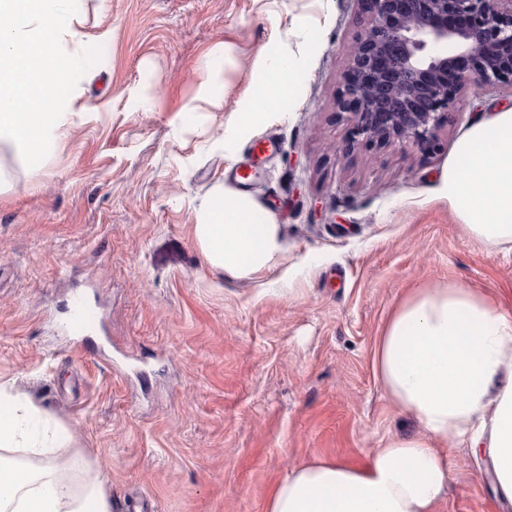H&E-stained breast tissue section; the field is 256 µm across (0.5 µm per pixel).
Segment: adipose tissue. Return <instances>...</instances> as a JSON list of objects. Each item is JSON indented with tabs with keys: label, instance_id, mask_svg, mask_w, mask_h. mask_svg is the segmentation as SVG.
<instances>
[{
	"label": "adipose tissue",
	"instance_id": "adipose-tissue-1",
	"mask_svg": "<svg viewBox=\"0 0 512 512\" xmlns=\"http://www.w3.org/2000/svg\"><path fill=\"white\" fill-rule=\"evenodd\" d=\"M77 11V0H0V151L35 158L69 133L73 91L88 74L70 50L83 41ZM300 77L289 57L270 60L232 124L249 127L292 100ZM441 196L466 235L512 244V109L458 140ZM194 234L210 269L233 278L259 276L285 253L281 225L238 191L214 195ZM374 370L420 434L387 439L359 465L316 458L294 467L265 512H440L450 475L439 445L451 435L485 457L512 505L511 314L461 285L417 289L377 336ZM66 439L31 401L0 392V512H112L99 475L74 482L49 457Z\"/></svg>",
	"mask_w": 512,
	"mask_h": 512
}]
</instances>
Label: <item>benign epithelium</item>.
Segmentation results:
<instances>
[{
    "instance_id": "7a95c632",
    "label": "benign epithelium",
    "mask_w": 512,
    "mask_h": 512,
    "mask_svg": "<svg viewBox=\"0 0 512 512\" xmlns=\"http://www.w3.org/2000/svg\"><path fill=\"white\" fill-rule=\"evenodd\" d=\"M358 2L367 22L336 96L346 152L410 144L431 154L467 94L512 87V0Z\"/></svg>"
}]
</instances>
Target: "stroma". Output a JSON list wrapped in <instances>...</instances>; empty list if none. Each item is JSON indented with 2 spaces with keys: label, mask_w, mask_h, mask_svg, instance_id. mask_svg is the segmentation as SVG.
I'll list each match as a JSON object with an SVG mask.
<instances>
[{
  "label": "stroma",
  "mask_w": 512,
  "mask_h": 512,
  "mask_svg": "<svg viewBox=\"0 0 512 512\" xmlns=\"http://www.w3.org/2000/svg\"><path fill=\"white\" fill-rule=\"evenodd\" d=\"M79 9L87 113L37 163L0 152V387L70 432L54 456L100 474L112 512H265L292 467L357 465L418 434L375 376V339L397 303L437 284L512 313V249L465 235L439 196L456 140L512 108V91L468 98L434 154H346L336 93L366 20L357 0ZM277 54L302 74L293 100L233 129ZM269 139L276 151L254 154ZM245 165L256 175L242 186L229 174ZM226 188L283 227L284 259L253 280L213 272L194 236ZM77 293L102 320L88 350L59 329ZM443 448V512H500L470 449Z\"/></svg>",
  "instance_id": "stroma-1"
}]
</instances>
